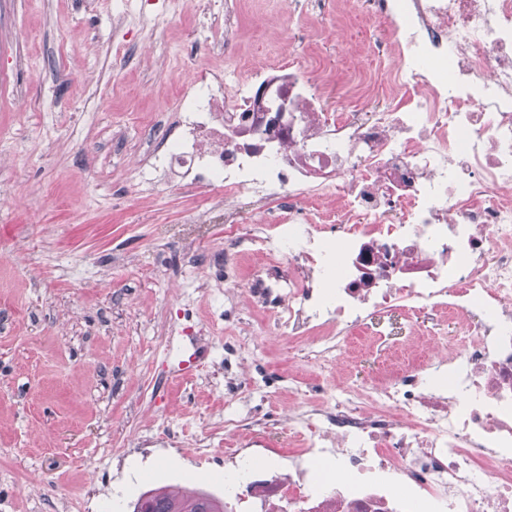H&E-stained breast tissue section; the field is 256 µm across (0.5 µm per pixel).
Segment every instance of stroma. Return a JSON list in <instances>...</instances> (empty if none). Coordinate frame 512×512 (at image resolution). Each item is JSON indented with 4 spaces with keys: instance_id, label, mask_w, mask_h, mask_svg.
<instances>
[{
    "instance_id": "35a3bbf8",
    "label": "stroma",
    "mask_w": 512,
    "mask_h": 512,
    "mask_svg": "<svg viewBox=\"0 0 512 512\" xmlns=\"http://www.w3.org/2000/svg\"><path fill=\"white\" fill-rule=\"evenodd\" d=\"M230 2L224 55L196 43L181 0H0V512H61L80 485L93 512H133L158 483L223 495V466L195 450L224 435L225 380L262 375L265 397L243 389L239 406L279 448L296 445L287 374L314 395L332 383L270 311L226 293L225 276L288 264L225 256L223 191L144 195L130 175L194 71L308 65L285 41L289 0ZM373 26L345 8L306 36L318 65L355 67Z\"/></svg>"
}]
</instances>
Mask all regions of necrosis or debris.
<instances>
[{
  "mask_svg": "<svg viewBox=\"0 0 512 512\" xmlns=\"http://www.w3.org/2000/svg\"><path fill=\"white\" fill-rule=\"evenodd\" d=\"M357 4L385 29L347 111L324 108L317 68L201 71L134 182L221 188L225 250L292 269L244 296L321 366L395 311L455 320L457 339L414 335L385 379L296 393L287 472L229 401L222 447L197 454L235 475L227 512H512V0ZM246 200L286 214L242 239Z\"/></svg>",
  "mask_w": 512,
  "mask_h": 512,
  "instance_id": "4bbe7bcc",
  "label": "necrosis or debris"
}]
</instances>
